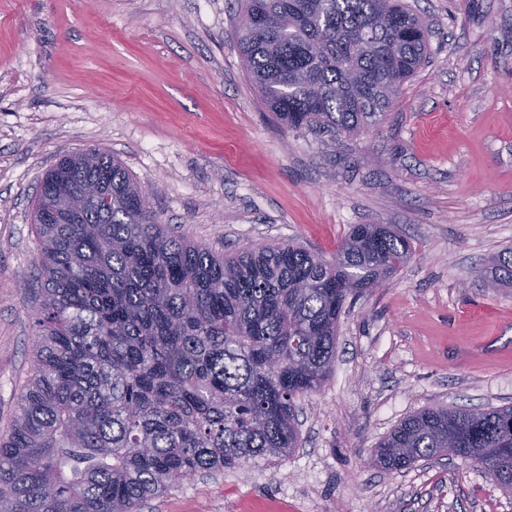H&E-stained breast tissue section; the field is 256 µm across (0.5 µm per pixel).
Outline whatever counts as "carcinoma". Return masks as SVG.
Returning <instances> with one entry per match:
<instances>
[{"instance_id":"1","label":"carcinoma","mask_w":512,"mask_h":512,"mask_svg":"<svg viewBox=\"0 0 512 512\" xmlns=\"http://www.w3.org/2000/svg\"><path fill=\"white\" fill-rule=\"evenodd\" d=\"M246 69L290 129L378 125L427 59L404 0H245ZM43 288L28 379L0 435V512H139L197 474L299 446L298 401L333 371L348 299L412 254L354 224L333 260L288 243L224 253L174 235L117 159L90 149L44 174L34 210ZM487 273L512 288V247ZM512 493V405L429 406L372 451L401 471L447 453Z\"/></svg>"}]
</instances>
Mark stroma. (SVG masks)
I'll return each mask as SVG.
<instances>
[{
    "instance_id": "obj_1",
    "label": "stroma",
    "mask_w": 512,
    "mask_h": 512,
    "mask_svg": "<svg viewBox=\"0 0 512 512\" xmlns=\"http://www.w3.org/2000/svg\"><path fill=\"white\" fill-rule=\"evenodd\" d=\"M408 2L426 62L352 140L279 125L243 65L239 0H0V430L30 368L40 178L95 148L167 228L219 250L294 242L329 260L354 224L413 246L342 317L292 454L141 512H512L472 463L370 461L422 408L512 404V292L482 275L512 247V0Z\"/></svg>"
}]
</instances>
